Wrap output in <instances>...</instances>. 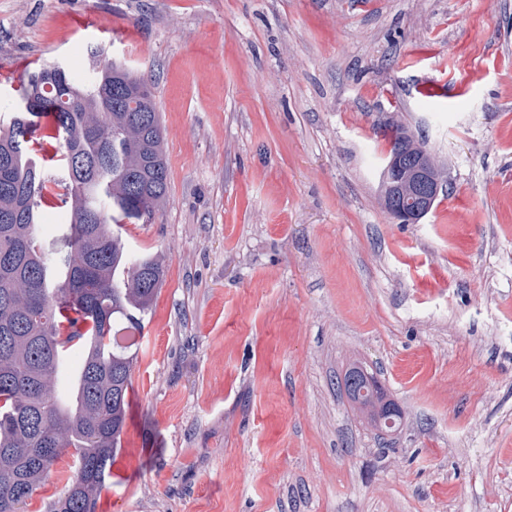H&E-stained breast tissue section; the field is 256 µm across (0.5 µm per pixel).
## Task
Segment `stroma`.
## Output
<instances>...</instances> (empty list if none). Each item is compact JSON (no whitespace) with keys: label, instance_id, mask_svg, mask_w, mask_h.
<instances>
[{"label":"stroma","instance_id":"35a3bbf8","mask_svg":"<svg viewBox=\"0 0 512 512\" xmlns=\"http://www.w3.org/2000/svg\"><path fill=\"white\" fill-rule=\"evenodd\" d=\"M93 46L154 80L169 171L96 512H512V0H0V113ZM395 125L449 183L416 224L380 202ZM369 374L373 381V389L366 395H347V397L352 402L357 412L364 417L367 424L376 430H380L378 422L380 412L395 403L387 399L384 388L375 374L373 372H369Z\"/></svg>","mask_w":512,"mask_h":512}]
</instances>
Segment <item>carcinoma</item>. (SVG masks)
I'll return each instance as SVG.
<instances>
[{
	"instance_id": "carcinoma-1",
	"label": "carcinoma",
	"mask_w": 512,
	"mask_h": 512,
	"mask_svg": "<svg viewBox=\"0 0 512 512\" xmlns=\"http://www.w3.org/2000/svg\"><path fill=\"white\" fill-rule=\"evenodd\" d=\"M76 84L63 64L29 71L15 112L0 118V512L27 501L73 450L76 474L50 512H95L121 448L140 331L164 278L162 264L130 249L124 224H148L168 196V165L153 81L91 49ZM52 117L59 164L40 155ZM66 210L61 249L38 234L46 206ZM84 352L71 396L58 391L66 352ZM351 395L367 424L393 404L376 376Z\"/></svg>"
}]
</instances>
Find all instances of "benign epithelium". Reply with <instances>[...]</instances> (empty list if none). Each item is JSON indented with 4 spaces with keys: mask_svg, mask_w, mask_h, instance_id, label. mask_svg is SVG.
<instances>
[{
    "mask_svg": "<svg viewBox=\"0 0 512 512\" xmlns=\"http://www.w3.org/2000/svg\"><path fill=\"white\" fill-rule=\"evenodd\" d=\"M382 202L400 224H417L447 190L443 170L411 134L390 145L381 176Z\"/></svg>",
    "mask_w": 512,
    "mask_h": 512,
    "instance_id": "1",
    "label": "benign epithelium"
}]
</instances>
